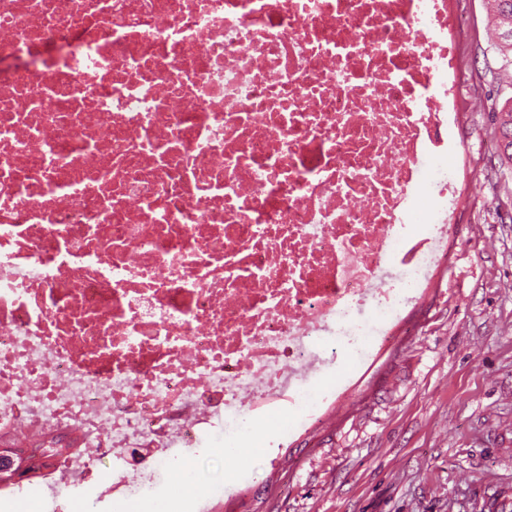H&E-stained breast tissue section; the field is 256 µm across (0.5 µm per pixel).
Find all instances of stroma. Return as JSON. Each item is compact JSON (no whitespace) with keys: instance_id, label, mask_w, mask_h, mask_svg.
<instances>
[{"instance_id":"1","label":"stroma","mask_w":512,"mask_h":512,"mask_svg":"<svg viewBox=\"0 0 512 512\" xmlns=\"http://www.w3.org/2000/svg\"><path fill=\"white\" fill-rule=\"evenodd\" d=\"M461 24L457 152L432 158L459 206L448 252L403 305L386 340L353 359L336 350L312 384L341 395L285 426L263 421L256 450L225 462L202 439L204 480L234 473L228 495L198 492L197 512H512V164L495 113L512 98L488 30L487 0H448ZM111 498L59 486L13 512H109Z\"/></svg>"}]
</instances>
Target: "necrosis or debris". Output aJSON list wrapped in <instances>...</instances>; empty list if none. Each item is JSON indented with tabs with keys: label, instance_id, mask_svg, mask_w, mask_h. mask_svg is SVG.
I'll use <instances>...</instances> for the list:
<instances>
[{
	"label": "necrosis or debris",
	"instance_id": "obj_1",
	"mask_svg": "<svg viewBox=\"0 0 512 512\" xmlns=\"http://www.w3.org/2000/svg\"><path fill=\"white\" fill-rule=\"evenodd\" d=\"M448 0H0V447L104 496L384 336L455 186ZM77 440L80 454L43 444Z\"/></svg>",
	"mask_w": 512,
	"mask_h": 512
}]
</instances>
